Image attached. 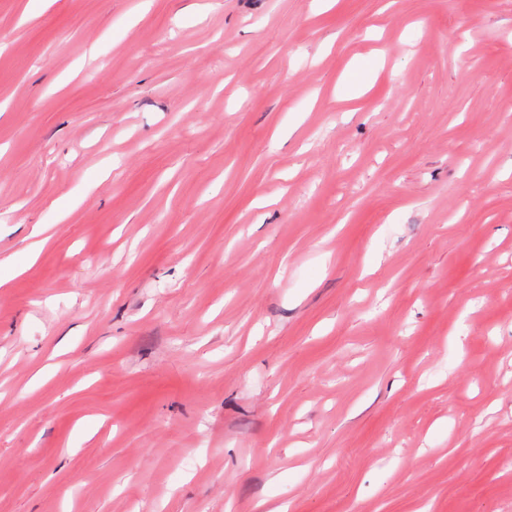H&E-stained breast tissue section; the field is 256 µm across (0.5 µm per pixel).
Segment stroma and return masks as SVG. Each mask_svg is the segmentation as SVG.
I'll return each instance as SVG.
<instances>
[{"label":"stroma","instance_id":"1","mask_svg":"<svg viewBox=\"0 0 512 512\" xmlns=\"http://www.w3.org/2000/svg\"><path fill=\"white\" fill-rule=\"evenodd\" d=\"M28 2L0 512H512V0Z\"/></svg>","mask_w":512,"mask_h":512}]
</instances>
